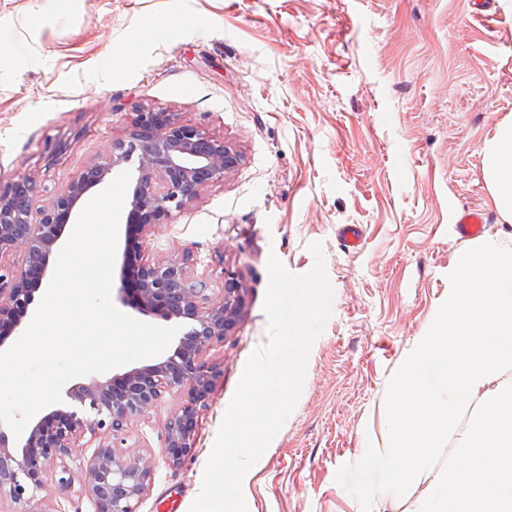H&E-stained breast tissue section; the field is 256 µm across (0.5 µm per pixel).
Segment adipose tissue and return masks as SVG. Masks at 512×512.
Instances as JSON below:
<instances>
[{"mask_svg": "<svg viewBox=\"0 0 512 512\" xmlns=\"http://www.w3.org/2000/svg\"><path fill=\"white\" fill-rule=\"evenodd\" d=\"M483 174L494 208L512 224V118L501 120L483 148Z\"/></svg>", "mask_w": 512, "mask_h": 512, "instance_id": "1", "label": "adipose tissue"}]
</instances>
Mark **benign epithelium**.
Masks as SVG:
<instances>
[{
  "label": "benign epithelium",
  "instance_id": "1",
  "mask_svg": "<svg viewBox=\"0 0 512 512\" xmlns=\"http://www.w3.org/2000/svg\"><path fill=\"white\" fill-rule=\"evenodd\" d=\"M131 162L136 167L127 188L126 223L135 225L138 235L140 288L137 301L130 302L121 275L116 299L143 315L190 320L191 328L158 363L107 380L92 376L73 386L67 390L71 403L39 418L23 437L10 440L0 424V502L13 503L11 512H43L39 496L47 482H54L60 492L70 491L75 464L95 512H137L152 468L128 444L129 426L170 391L181 394L182 405L164 426L163 456L167 465L178 468L195 454L199 413L219 377L206 355L234 329L244 290L239 273L227 267L218 290L205 277L191 274L193 254L188 248L181 257L167 260H148L145 252L155 227L171 223L174 213L189 206L204 187L237 170L242 156L179 113L140 107L127 136L109 144L103 161L77 171L60 189L51 190L34 176L0 186V257L17 250L25 256L17 270L0 267V348L34 304L30 280L35 273L48 277L50 257L76 220L82 198L114 169ZM86 437L94 444L87 459L78 453Z\"/></svg>",
  "mask_w": 512,
  "mask_h": 512
}]
</instances>
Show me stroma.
Instances as JSON below:
<instances>
[{"mask_svg":"<svg viewBox=\"0 0 512 512\" xmlns=\"http://www.w3.org/2000/svg\"><path fill=\"white\" fill-rule=\"evenodd\" d=\"M0 183L58 188L152 105L240 151L243 165L155 228L152 259L242 276L245 307L207 354L220 376L197 452L161 458L168 393L130 427L153 466L138 512H189L251 352L267 337V262L310 270L322 246L332 315L301 397L243 481L247 512H362L335 480L384 444L390 375L422 335L469 247L477 206L501 230L483 146L512 116V0H0ZM362 244L346 250L341 225ZM486 216L476 208L464 209L457 217L455 224L458 235L462 238L474 237L485 230Z\"/></svg>","mask_w":512,"mask_h":512,"instance_id":"obj_1","label":"stroma"}]
</instances>
